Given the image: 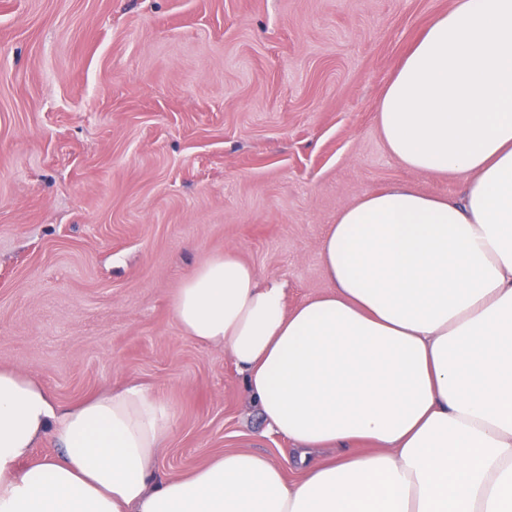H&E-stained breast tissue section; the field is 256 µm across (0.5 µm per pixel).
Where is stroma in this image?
Instances as JSON below:
<instances>
[{"label": "stroma", "mask_w": 512, "mask_h": 512, "mask_svg": "<svg viewBox=\"0 0 512 512\" xmlns=\"http://www.w3.org/2000/svg\"><path fill=\"white\" fill-rule=\"evenodd\" d=\"M456 0H0V368L62 405L142 384L168 405L159 462L285 463L228 349L173 297L230 249L288 306L330 292L321 244L404 183L377 122L413 43Z\"/></svg>", "instance_id": "obj_1"}]
</instances>
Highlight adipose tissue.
I'll use <instances>...</instances> for the list:
<instances>
[{
  "label": "adipose tissue",
  "mask_w": 512,
  "mask_h": 512,
  "mask_svg": "<svg viewBox=\"0 0 512 512\" xmlns=\"http://www.w3.org/2000/svg\"><path fill=\"white\" fill-rule=\"evenodd\" d=\"M378 123L461 197L365 194L322 242L333 290L295 307L232 250L173 299L186 335L230 351L298 479L248 451L161 474L173 418L148 388L63 406L0 369V512H512V0L433 20ZM46 436L58 452L34 456Z\"/></svg>",
  "instance_id": "obj_1"
}]
</instances>
